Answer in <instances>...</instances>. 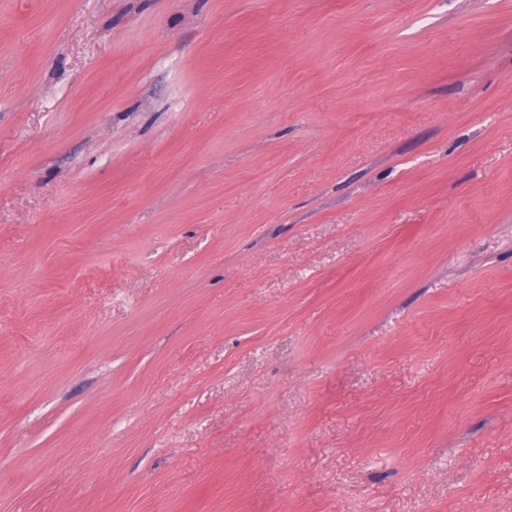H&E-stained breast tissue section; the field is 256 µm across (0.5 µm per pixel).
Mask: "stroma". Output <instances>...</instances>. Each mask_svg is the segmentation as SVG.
Returning <instances> with one entry per match:
<instances>
[{
	"label": "stroma",
	"instance_id": "1",
	"mask_svg": "<svg viewBox=\"0 0 512 512\" xmlns=\"http://www.w3.org/2000/svg\"><path fill=\"white\" fill-rule=\"evenodd\" d=\"M0 512H512V0H0Z\"/></svg>",
	"mask_w": 512,
	"mask_h": 512
}]
</instances>
